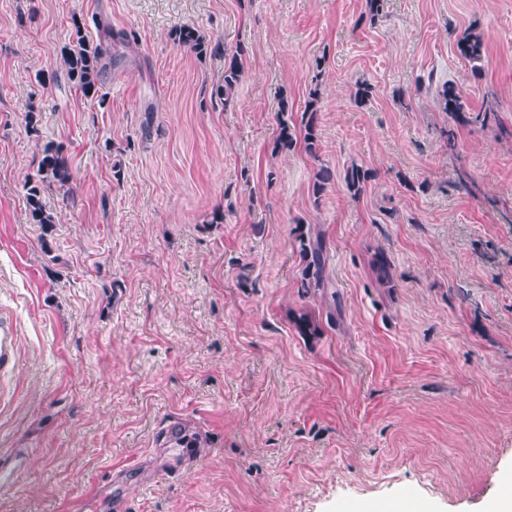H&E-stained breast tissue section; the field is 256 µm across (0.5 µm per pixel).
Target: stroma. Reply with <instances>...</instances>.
<instances>
[{
    "label": "stroma",
    "instance_id": "stroma-1",
    "mask_svg": "<svg viewBox=\"0 0 512 512\" xmlns=\"http://www.w3.org/2000/svg\"><path fill=\"white\" fill-rule=\"evenodd\" d=\"M365 5L0 0V310L18 328L0 512H489L504 494L512 0H385L372 22ZM183 24L242 51L231 105L223 55L174 44ZM107 27L136 38L113 44L101 104L61 49ZM470 30L477 77L455 47ZM448 81L485 125L440 108ZM313 88L317 156L275 151L280 100L300 122ZM49 143L73 180L44 189V229L26 184ZM354 164L374 174L357 197ZM310 231L320 290L302 285ZM175 426L201 447L163 444ZM299 253L304 267L302 269L303 287L325 288V260L323 255V240L320 234L308 236L300 233Z\"/></svg>",
    "mask_w": 512,
    "mask_h": 512
}]
</instances>
